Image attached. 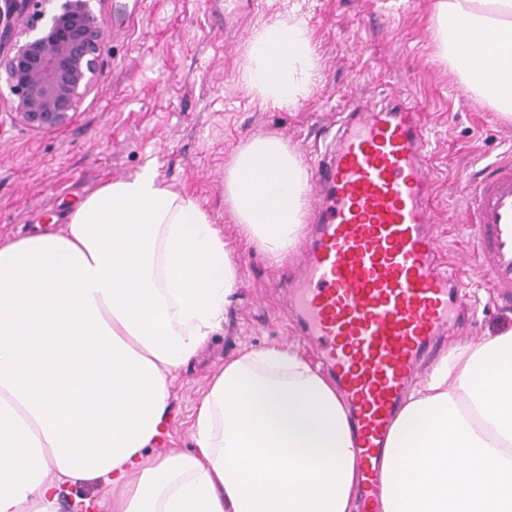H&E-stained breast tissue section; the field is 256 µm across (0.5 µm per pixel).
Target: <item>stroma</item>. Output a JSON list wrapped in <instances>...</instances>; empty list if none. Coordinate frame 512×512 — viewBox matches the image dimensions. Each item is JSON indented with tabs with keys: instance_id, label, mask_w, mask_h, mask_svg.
<instances>
[{
	"instance_id": "stroma-1",
	"label": "stroma",
	"mask_w": 512,
	"mask_h": 512,
	"mask_svg": "<svg viewBox=\"0 0 512 512\" xmlns=\"http://www.w3.org/2000/svg\"><path fill=\"white\" fill-rule=\"evenodd\" d=\"M125 4L115 15V3ZM436 0H263L257 14L224 12L222 0H96L105 38L101 76L71 122L34 129L0 100V240L41 225L59 230L70 209L103 184L153 165L164 185L196 198L229 240L237 232L224 206V164L255 134H276L316 159L324 133L337 130L341 99L412 98L429 128L437 171L426 198L443 251L468 252L460 223V183L512 154V122L473 100L438 54ZM301 15L316 46L319 75L292 110L261 106L239 78L245 45L259 24ZM238 283L223 328L180 370L171 388L172 419L155 451L187 452L192 415L212 375L238 350L290 342L284 301L299 262L271 264L258 249L237 250ZM466 300L449 344L477 341L512 327V307L495 303L481 263L470 258Z\"/></svg>"
}]
</instances>
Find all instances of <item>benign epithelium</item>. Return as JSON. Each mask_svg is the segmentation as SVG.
I'll list each match as a JSON object with an SVG mask.
<instances>
[{
	"mask_svg": "<svg viewBox=\"0 0 512 512\" xmlns=\"http://www.w3.org/2000/svg\"><path fill=\"white\" fill-rule=\"evenodd\" d=\"M95 0H0V98L34 129L66 125L100 76ZM35 9L22 23L26 5Z\"/></svg>",
	"mask_w": 512,
	"mask_h": 512,
	"instance_id": "benign-epithelium-1",
	"label": "benign epithelium"
}]
</instances>
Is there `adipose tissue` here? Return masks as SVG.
<instances>
[{
  "instance_id": "obj_1",
  "label": "adipose tissue",
  "mask_w": 512,
  "mask_h": 512,
  "mask_svg": "<svg viewBox=\"0 0 512 512\" xmlns=\"http://www.w3.org/2000/svg\"><path fill=\"white\" fill-rule=\"evenodd\" d=\"M479 38L464 48L451 21ZM440 56L512 121V0H437ZM318 72L297 13L247 42L241 82L295 108ZM309 173L279 136L224 165L228 241L156 169L87 196L62 231L0 242V512H60L94 480L119 494L74 512H356L348 411L296 345L238 352L195 409L191 453L147 457L179 370L224 324L237 243L282 263L304 234ZM379 512H512V328L453 346L408 395L380 462Z\"/></svg>"
}]
</instances>
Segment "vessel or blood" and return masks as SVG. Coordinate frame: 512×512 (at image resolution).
<instances>
[{
    "label": "vessel or blood",
    "instance_id": "1",
    "mask_svg": "<svg viewBox=\"0 0 512 512\" xmlns=\"http://www.w3.org/2000/svg\"><path fill=\"white\" fill-rule=\"evenodd\" d=\"M426 129L409 100L355 107L314 166L311 241L287 306L318 343L349 403L360 449V512L382 493L378 461L424 353L459 303L464 257L441 260L424 190L434 178ZM461 217L473 231L489 292L512 301V159L467 177Z\"/></svg>",
    "mask_w": 512,
    "mask_h": 512
}]
</instances>
